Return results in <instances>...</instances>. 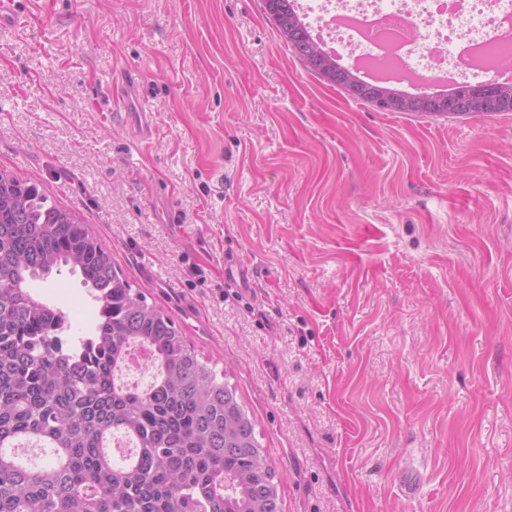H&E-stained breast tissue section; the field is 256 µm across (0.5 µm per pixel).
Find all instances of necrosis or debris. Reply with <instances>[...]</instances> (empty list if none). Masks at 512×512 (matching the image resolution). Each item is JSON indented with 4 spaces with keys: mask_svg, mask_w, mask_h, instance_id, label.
<instances>
[{
    "mask_svg": "<svg viewBox=\"0 0 512 512\" xmlns=\"http://www.w3.org/2000/svg\"><path fill=\"white\" fill-rule=\"evenodd\" d=\"M336 57L389 79L462 82L512 60V0H298Z\"/></svg>",
    "mask_w": 512,
    "mask_h": 512,
    "instance_id": "4bbe7bcc",
    "label": "necrosis or debris"
}]
</instances>
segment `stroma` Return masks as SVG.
Segmentation results:
<instances>
[{
    "mask_svg": "<svg viewBox=\"0 0 512 512\" xmlns=\"http://www.w3.org/2000/svg\"><path fill=\"white\" fill-rule=\"evenodd\" d=\"M17 8L0 170L223 368L283 512H512V113L379 111L265 0ZM31 289L94 327L71 267Z\"/></svg>",
    "mask_w": 512,
    "mask_h": 512,
    "instance_id": "35a3bbf8",
    "label": "stroma"
}]
</instances>
